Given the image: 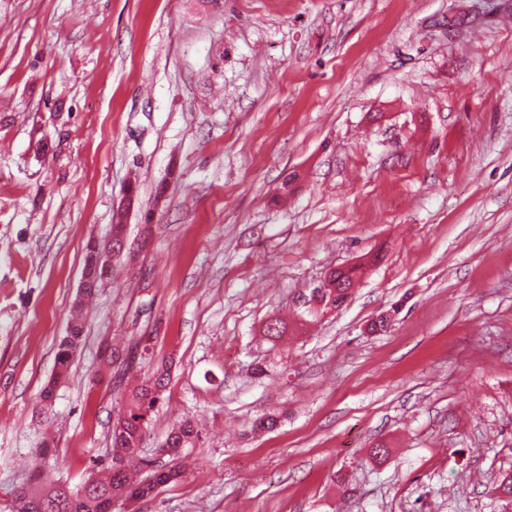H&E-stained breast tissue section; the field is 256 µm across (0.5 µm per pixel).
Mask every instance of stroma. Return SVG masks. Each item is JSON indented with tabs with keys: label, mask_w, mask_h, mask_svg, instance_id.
Listing matches in <instances>:
<instances>
[{
	"label": "stroma",
	"mask_w": 512,
	"mask_h": 512,
	"mask_svg": "<svg viewBox=\"0 0 512 512\" xmlns=\"http://www.w3.org/2000/svg\"><path fill=\"white\" fill-rule=\"evenodd\" d=\"M113 340L174 362L146 453L198 433L113 512H512V0H0V507L107 459ZM125 233V224L123 221L122 213L115 216V221L112 224V238L110 242L105 245H99L97 243H90L87 245L86 258H85V270H89V275L92 278L88 282L86 288H80L81 299L76 300L73 310L71 312V319L69 323V334L58 345L56 354V365L53 377L42 389L40 393V399L45 402L46 405H51L55 395L56 387L64 382L69 374V367L71 360L77 350L80 339L83 334V303L85 299H89L96 295L101 285L108 279L110 271V262L108 255L117 256L112 251V242L114 237L120 236ZM100 260L99 267H95V260Z\"/></svg>",
	"instance_id": "35a3bbf8"
}]
</instances>
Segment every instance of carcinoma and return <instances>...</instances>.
<instances>
[{"instance_id": "obj_1", "label": "carcinoma", "mask_w": 512, "mask_h": 512, "mask_svg": "<svg viewBox=\"0 0 512 512\" xmlns=\"http://www.w3.org/2000/svg\"><path fill=\"white\" fill-rule=\"evenodd\" d=\"M111 253L110 242L87 245L85 269L92 278L80 289V299L71 312L69 334L58 345L53 377L40 393V399L47 405L52 403L56 387L68 377L83 334L84 300L96 295L108 279ZM361 270L362 266L355 265L332 272L344 284L340 299H345ZM169 382V370L162 364L152 376L127 385L122 407L112 418L110 460L97 464L98 470L85 477L82 484L73 487L63 480L58 476L63 466L49 464L45 450H39L30 481L14 490V512H112V504L117 500H149L156 496L158 488L177 482L183 475L184 449L193 445L196 436L191 420L174 426L156 451V455L165 458V466L157 467L153 457L143 455L152 413Z\"/></svg>"}]
</instances>
